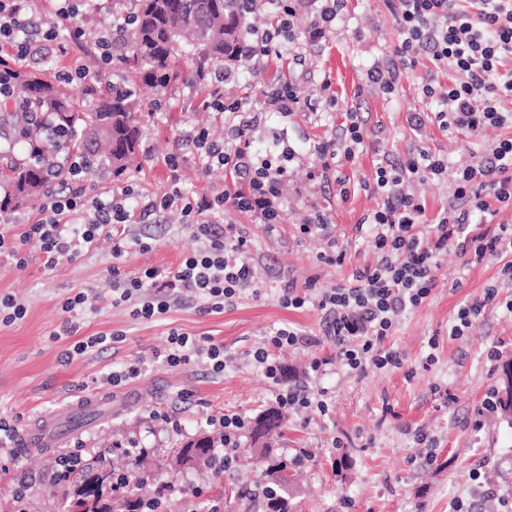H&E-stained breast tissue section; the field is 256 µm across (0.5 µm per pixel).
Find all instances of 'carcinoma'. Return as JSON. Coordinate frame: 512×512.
<instances>
[{
	"label": "carcinoma",
	"mask_w": 512,
	"mask_h": 512,
	"mask_svg": "<svg viewBox=\"0 0 512 512\" xmlns=\"http://www.w3.org/2000/svg\"><path fill=\"white\" fill-rule=\"evenodd\" d=\"M243 0H136L127 19L129 54L120 57L125 69L142 83L163 92L168 87L203 77L206 64L226 66L242 60L241 45L250 29ZM20 112L0 113V215H11L22 204L45 192L53 173L65 174L64 160L83 154L88 170L107 165L115 174L128 170L138 152L139 130L131 116L130 94L112 86V94L84 111L65 93L59 81L36 70H17L14 83ZM284 416L274 411L273 423L254 427L251 437L262 442L265 483L261 512H290L283 471L284 460L274 454L272 440L281 435ZM213 440L204 436L175 449L184 465H204L213 478L223 476L215 463ZM132 489L113 494L117 474L100 457L67 481V512H144L146 497H164L172 482L130 459Z\"/></svg>",
	"instance_id": "obj_1"
}]
</instances>
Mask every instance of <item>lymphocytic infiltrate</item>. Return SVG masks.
Listing matches in <instances>:
<instances>
[{
	"label": "lymphocytic infiltrate",
	"instance_id": "lymphocytic-infiltrate-1",
	"mask_svg": "<svg viewBox=\"0 0 512 512\" xmlns=\"http://www.w3.org/2000/svg\"><path fill=\"white\" fill-rule=\"evenodd\" d=\"M276 24L255 32L244 46L246 55L268 52L271 44L291 41L297 20L296 0H265ZM398 23L403 40L395 60L374 66L367 74L371 84L393 91L400 68L419 53L431 56L437 67L447 69L448 86L436 91L424 85L426 97L441 96L445 110L435 119L443 128L473 134L489 126L512 122V109L503 108L512 99V0H386ZM30 0H0V45L12 50V59L0 63V100L14 94L13 61L24 60L42 42L55 40V23L28 18ZM204 169L224 168L242 179L240 189L216 197L199 196L185 201L179 189L149 197L128 188L109 201L88 204L72 186L87 175L82 156H71L67 175L48 190L28 230L19 234L20 243L34 244L43 253L46 266L59 257H76L90 250L101 237L111 235L116 224L134 223L141 214L161 215L180 210L195 222L196 236L203 245L190 253L166 280L147 269L115 282L112 303L136 302L137 317L152 320L170 309L169 295L185 290L202 300L214 312L239 299L255 285L248 261L251 242L240 233L216 226L213 216L224 206L251 215L257 223L276 225L286 217L287 201L283 182L287 169L282 155L251 150L247 141L220 145L207 129L192 131ZM449 171L447 159L421 151L405 160L379 166L373 191L381 203L363 224L375 243L380 258L373 269L355 276L349 284L323 290L318 297L285 288L281 300L289 307L306 305L324 311L327 334L336 352L317 358L312 374H321L331 363L350 373L363 375L367 367L378 369L396 364V352L383 343L406 311L418 307L432 289V270L449 246L472 251L475 258L500 252L501 233L492 230L489 219L499 207L512 205V138L481 147L478 155L459 165L448 206L434 219H427L425 207L410 192L411 181L439 177ZM307 332L293 327L271 331L265 346L251 353L250 363L271 386L275 402L285 410L325 411L323 396L310 394L306 382L284 381V371L274 350L311 344ZM205 363L216 374L227 364L223 344L201 341L186 334L168 337L166 361L178 366L190 360Z\"/></svg>",
	"mask_w": 512,
	"mask_h": 512
}]
</instances>
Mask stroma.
<instances>
[{
    "label": "stroma",
    "mask_w": 512,
    "mask_h": 512,
    "mask_svg": "<svg viewBox=\"0 0 512 512\" xmlns=\"http://www.w3.org/2000/svg\"><path fill=\"white\" fill-rule=\"evenodd\" d=\"M112 19V0H81L72 25H60L58 40L48 43L40 60L26 61V68L52 79L78 62L97 67L95 38ZM310 20V0H300L295 52L247 58L234 78L221 83L170 87L163 108H153L155 92L139 87L133 98L141 133L137 166L119 176L102 167L81 184L89 200L128 186L147 196L176 186L189 199L230 192L234 178L202 169L188 132L204 127L229 141L238 119L256 151L285 136L291 159L284 223L272 231L229 207L223 215L224 223L251 240L257 292H245L220 313L203 312L202 301L184 292L167 314L151 321L133 316L132 305H113L116 278L146 268L174 271L200 247L193 226L177 211L160 221L115 226L114 238L126 245L119 255L112 240L51 267L29 244L0 252V298L26 307L23 318L0 321V441L10 457L7 471H0V512H9L22 483L30 488V512H62L63 496L48 478L63 450L81 448L86 459L103 456L120 469V446L133 441L147 449L149 460L164 464L171 448L205 429L207 418L237 414L251 422L272 409L271 387L247 354L271 330L289 325L307 331L315 343L278 351L287 382L302 380L314 358L333 354L323 312L286 307L281 290L292 286L315 295L375 266L374 243L356 227L378 206L370 187L382 160L395 162L423 149L447 157L453 167L481 143L512 136L510 128L489 127L476 138L432 122L440 104L424 97L421 87L431 82L447 88L448 73L427 55L403 70L394 93L368 83V69L392 57L403 39L385 0H346L335 29L318 42L309 39ZM284 84L300 97L299 111L285 116L265 104L266 92ZM213 92L239 102V118L204 108L203 99ZM351 110L366 120L365 146L354 161L340 164L332 157L334 140ZM168 156L175 166L165 164ZM341 173L349 179L344 188L336 182ZM317 214L331 239L301 233V224ZM136 238L149 242V249L133 246ZM432 278L429 297L385 343L399 354V367L373 368L359 377L328 366L310 382L312 390H326L328 412L289 413L275 452L295 466L291 512H452L460 498L474 501L478 512H491L499 498L512 500V423L485 407L512 359V253L478 261L452 246ZM489 288L496 297L487 304ZM79 292L86 303L65 312L64 302ZM475 302L481 309L470 327L452 335L458 309ZM174 331L223 343L229 357L223 375L197 361L169 366L164 349ZM93 335L106 336V343L71 356L77 341ZM131 363L140 366V375L108 387L107 376ZM106 388L112 391L111 415L74 434L65 449L24 455L16 448L18 431L30 422ZM419 432L427 443L415 442ZM238 453L245 461L225 472V483L250 488L263 481L265 465L249 435H242Z\"/></svg>",
    "instance_id": "35a3bbf8"
}]
</instances>
